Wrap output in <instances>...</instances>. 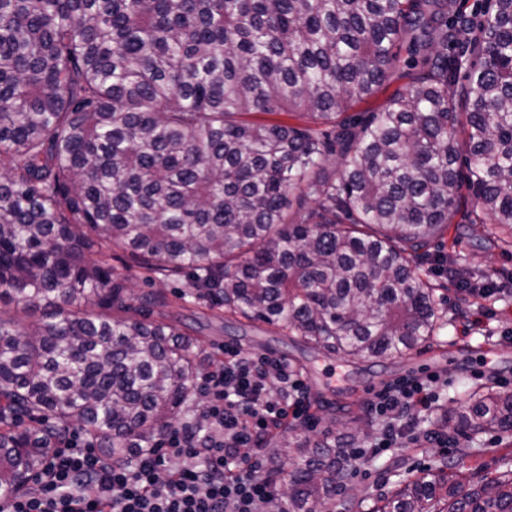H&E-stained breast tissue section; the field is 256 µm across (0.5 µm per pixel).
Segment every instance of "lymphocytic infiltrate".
I'll use <instances>...</instances> for the list:
<instances>
[{
    "label": "lymphocytic infiltrate",
    "mask_w": 512,
    "mask_h": 512,
    "mask_svg": "<svg viewBox=\"0 0 512 512\" xmlns=\"http://www.w3.org/2000/svg\"><path fill=\"white\" fill-rule=\"evenodd\" d=\"M197 384L201 427L171 428L159 447L121 461L71 429L0 512H258L276 490L252 450L287 419L306 416L304 383L284 360L228 346ZM442 385L431 372L373 391L368 404L380 428L348 452L349 465L415 442L417 416L438 411Z\"/></svg>",
    "instance_id": "obj_1"
}]
</instances>
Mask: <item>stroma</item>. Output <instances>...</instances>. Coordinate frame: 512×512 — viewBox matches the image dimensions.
Returning <instances> with one entry per match:
<instances>
[{"mask_svg": "<svg viewBox=\"0 0 512 512\" xmlns=\"http://www.w3.org/2000/svg\"><path fill=\"white\" fill-rule=\"evenodd\" d=\"M475 206L472 196L463 204L444 238V249L458 254L472 268L481 269L494 278L512 276V247H481L469 222ZM112 266L127 278L128 293L133 298L155 293L163 301L153 309L154 318L177 329L198 336L207 351L223 357L225 346L242 354L261 356L276 353L283 360L300 365L310 411L315 417L313 428L289 423L261 447L270 455L275 446L286 441L319 438L324 432L343 437L356 427L375 431L377 423L367 402L374 390L384 383L407 376L438 372L447 377L448 386L440 393L443 410L459 408L466 393L481 384L496 382L512 388V297L483 302L480 324L467 329L468 296L443 276H432L437 294L445 300L448 323L437 339L426 348L405 356L378 363H346L299 345L297 337L262 322L234 319L224 313L204 312L186 299V280L165 278L135 264L128 253L115 251ZM512 456V435L487 433L476 443L458 435L447 447L437 448L419 442L413 448H400L375 458L349 474V490L337 494L335 512H364L381 494L395 489L406 480L422 476L435 463L463 460L471 472L492 471L503 457Z\"/></svg>", "mask_w": 512, "mask_h": 512, "instance_id": "stroma-1", "label": "stroma"}]
</instances>
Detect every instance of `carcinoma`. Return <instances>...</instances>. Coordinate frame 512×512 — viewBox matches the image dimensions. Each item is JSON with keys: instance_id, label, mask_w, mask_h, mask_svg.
Listing matches in <instances>:
<instances>
[{"instance_id": "obj_1", "label": "carcinoma", "mask_w": 512, "mask_h": 512, "mask_svg": "<svg viewBox=\"0 0 512 512\" xmlns=\"http://www.w3.org/2000/svg\"><path fill=\"white\" fill-rule=\"evenodd\" d=\"M464 187L480 240L512 246V0H0V303L41 312L0 315V492L73 425L122 460L200 408L203 341L151 318L162 296L129 304L113 251L316 351L396 359L447 324L423 265L470 284L430 252ZM469 401L439 427L512 434L511 389ZM344 457L314 443L274 509L334 512ZM501 467L436 465L371 512H512ZM409 82L408 78L402 77L400 74L394 75L393 79L391 80L390 86L385 92H380L375 97H373L369 103H363L358 106H356L354 109H351L348 111L349 115L357 114L359 112H364L368 108H375L379 106H383L388 102L390 94L397 90V89H403L406 84Z\"/></svg>"}]
</instances>
